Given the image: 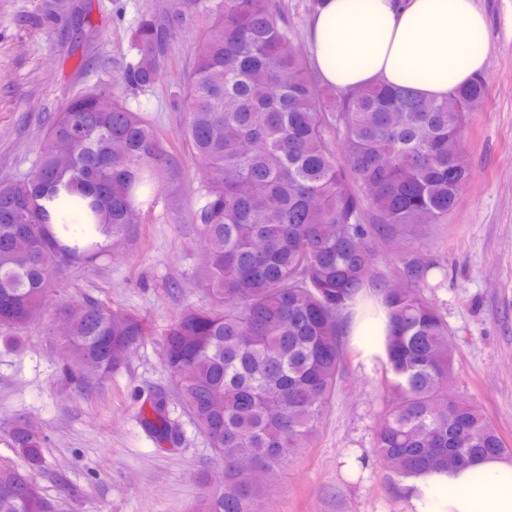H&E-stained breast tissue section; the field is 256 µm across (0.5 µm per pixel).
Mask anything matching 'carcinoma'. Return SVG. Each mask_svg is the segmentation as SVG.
<instances>
[{
	"mask_svg": "<svg viewBox=\"0 0 512 512\" xmlns=\"http://www.w3.org/2000/svg\"><path fill=\"white\" fill-rule=\"evenodd\" d=\"M276 0H172L162 22L131 34L137 61L123 75L146 88L167 43L200 26L183 83V136L201 163L195 223L208 263L202 276L215 306L188 309L168 328L163 356L182 403L224 468L195 512H258L267 479L315 434L347 355L350 309L374 297L386 316L381 383L394 395L379 425L376 453L400 480L446 470L482 455L512 453L473 405L448 402L455 346L421 294L440 266L413 258L401 286L371 275L378 235L446 224L470 176L461 151L468 114L485 96L475 80L437 101L375 82L344 95L341 108L307 73ZM342 130L340 143L329 128ZM174 156L158 131L112 92L96 90L58 113L33 170L0 185V326L39 319L58 277L95 258L98 232L135 223ZM58 200L54 210L39 200ZM66 379L85 389L112 373V349L146 336L138 316L89 301L66 302ZM144 419L171 442L167 397L149 398ZM12 447L30 467L45 437L16 419ZM0 512H58L28 472L0 466Z\"/></svg>",
	"mask_w": 512,
	"mask_h": 512,
	"instance_id": "carcinoma-1",
	"label": "carcinoma"
}]
</instances>
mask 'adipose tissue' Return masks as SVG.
Returning a JSON list of instances; mask_svg holds the SVG:
<instances>
[{"label":"adipose tissue","instance_id":"1","mask_svg":"<svg viewBox=\"0 0 512 512\" xmlns=\"http://www.w3.org/2000/svg\"><path fill=\"white\" fill-rule=\"evenodd\" d=\"M311 62L350 92L380 80L442 98L485 69L490 40L475 0H320ZM408 512H512V458L484 457L409 480Z\"/></svg>","mask_w":512,"mask_h":512}]
</instances>
